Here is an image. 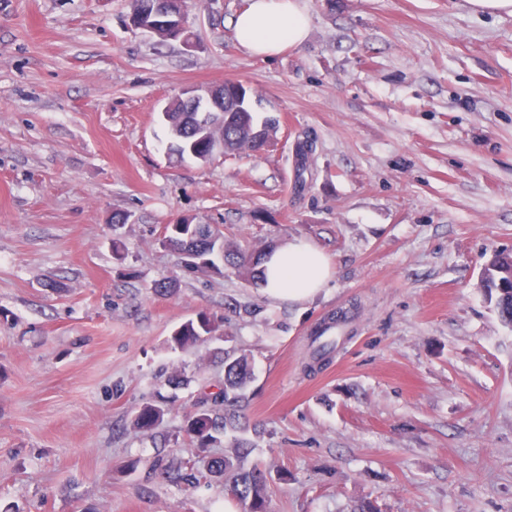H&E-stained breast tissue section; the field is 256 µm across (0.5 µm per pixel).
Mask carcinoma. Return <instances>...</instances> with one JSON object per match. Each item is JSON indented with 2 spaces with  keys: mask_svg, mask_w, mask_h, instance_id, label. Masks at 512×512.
Returning a JSON list of instances; mask_svg holds the SVG:
<instances>
[{
  "mask_svg": "<svg viewBox=\"0 0 512 512\" xmlns=\"http://www.w3.org/2000/svg\"><path fill=\"white\" fill-rule=\"evenodd\" d=\"M230 112V109H225ZM232 113V112H230ZM182 105L176 99L168 102V112L161 122L166 126L171 145L183 141L184 118ZM256 127L253 112H234L231 119L217 126L212 136L224 139V155L240 156L256 152L251 132ZM165 234L170 237V247L179 253H193L200 264L194 271L208 274L222 273L215 258L223 260L224 265L248 284L256 285L261 280L260 265L265 258L263 253H246L239 247L223 240L224 234L213 224H168ZM493 281H502L504 287L493 288L489 295L504 325L512 327V265L502 262L499 253H493L486 264ZM218 325L202 317L198 321H188L177 328L172 336L173 343L184 347L195 343L204 335H213ZM253 381V368L249 356L235 350L224 352V387L221 389L220 402L224 403V414H212L206 409L187 415V431L197 439L199 445L206 446L214 441V433L222 430L231 436V452L211 462L210 472L217 478H225L224 490L236 498L243 512H268L267 479L256 467H247L246 461L253 444L246 438L237 436L245 426L236 415L238 408L245 402L246 392ZM163 416V409L156 405H147L137 418V425L150 429L155 427Z\"/></svg>",
  "mask_w": 512,
  "mask_h": 512,
  "instance_id": "carcinoma-1",
  "label": "carcinoma"
}]
</instances>
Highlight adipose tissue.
I'll list each match as a JSON object with an SVG mask.
<instances>
[{
  "mask_svg": "<svg viewBox=\"0 0 512 512\" xmlns=\"http://www.w3.org/2000/svg\"><path fill=\"white\" fill-rule=\"evenodd\" d=\"M236 43L248 54L269 58L301 47L310 17L299 0H250L233 21ZM264 288L274 299L302 302L325 288L332 275L327 255L303 239H293L267 253Z\"/></svg>",
  "mask_w": 512,
  "mask_h": 512,
  "instance_id": "obj_1",
  "label": "adipose tissue"
}]
</instances>
